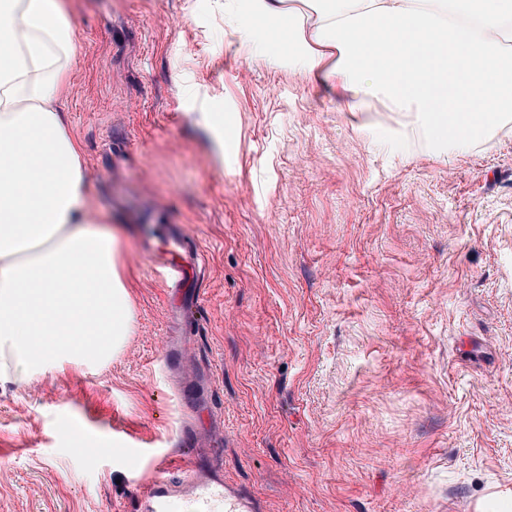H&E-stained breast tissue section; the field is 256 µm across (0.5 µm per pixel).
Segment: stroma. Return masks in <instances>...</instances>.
<instances>
[{
    "mask_svg": "<svg viewBox=\"0 0 512 512\" xmlns=\"http://www.w3.org/2000/svg\"><path fill=\"white\" fill-rule=\"evenodd\" d=\"M225 2L68 0L65 111L127 228L133 331L103 368L0 384V512H137L184 386L193 447L262 512H512V123L445 160L250 54ZM174 226L202 272L170 374L147 256Z\"/></svg>",
    "mask_w": 512,
    "mask_h": 512,
    "instance_id": "obj_1",
    "label": "stroma"
}]
</instances>
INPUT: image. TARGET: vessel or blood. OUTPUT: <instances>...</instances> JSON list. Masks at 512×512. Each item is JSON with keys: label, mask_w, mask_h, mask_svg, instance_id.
I'll return each mask as SVG.
<instances>
[{"label": "vessel or blood", "mask_w": 512, "mask_h": 512, "mask_svg": "<svg viewBox=\"0 0 512 512\" xmlns=\"http://www.w3.org/2000/svg\"><path fill=\"white\" fill-rule=\"evenodd\" d=\"M175 299L169 310L172 332H180L190 310L186 293L192 288L199 268L182 237H173L168 252L150 257ZM189 512H257L254 502L243 494H225L223 479L210 474L189 449L177 450L159 461L138 499V512H171L174 504Z\"/></svg>", "instance_id": "1"}]
</instances>
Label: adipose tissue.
<instances>
[{
	"instance_id": "ef3b65f1",
	"label": "adipose tissue",
	"mask_w": 512,
	"mask_h": 512,
	"mask_svg": "<svg viewBox=\"0 0 512 512\" xmlns=\"http://www.w3.org/2000/svg\"><path fill=\"white\" fill-rule=\"evenodd\" d=\"M241 39L336 87L349 108L409 112L461 152L512 122V0H235ZM292 20L287 46L259 29ZM73 30L66 0H0V383L102 367L132 331L123 229L93 214L83 146L66 121ZM435 52L419 68L407 57Z\"/></svg>"
}]
</instances>
